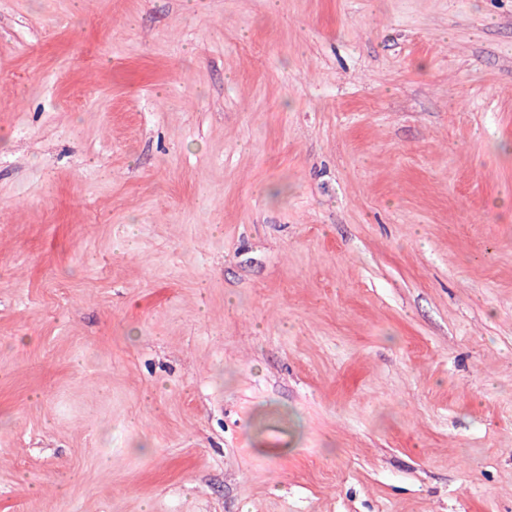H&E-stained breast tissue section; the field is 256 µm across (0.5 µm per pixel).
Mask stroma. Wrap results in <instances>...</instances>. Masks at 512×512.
Here are the masks:
<instances>
[{"label":"stroma","instance_id":"35a3bbf8","mask_svg":"<svg viewBox=\"0 0 512 512\" xmlns=\"http://www.w3.org/2000/svg\"><path fill=\"white\" fill-rule=\"evenodd\" d=\"M0 512H512V0H0Z\"/></svg>","mask_w":512,"mask_h":512}]
</instances>
